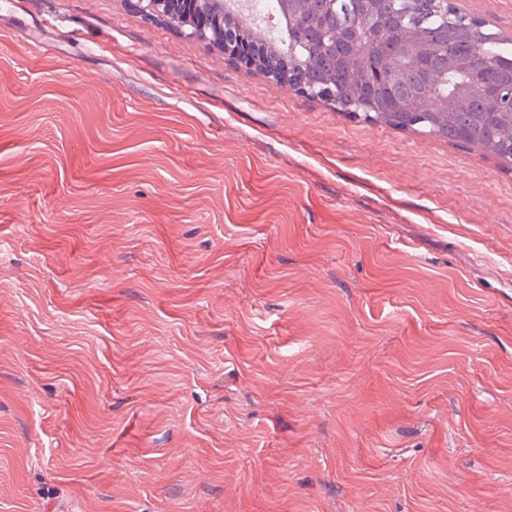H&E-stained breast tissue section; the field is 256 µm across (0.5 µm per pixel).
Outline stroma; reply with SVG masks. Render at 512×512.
Segmentation results:
<instances>
[{
	"instance_id": "35a3bbf8",
	"label": "stroma",
	"mask_w": 512,
	"mask_h": 512,
	"mask_svg": "<svg viewBox=\"0 0 512 512\" xmlns=\"http://www.w3.org/2000/svg\"><path fill=\"white\" fill-rule=\"evenodd\" d=\"M0 512H512V164L0 0Z\"/></svg>"
}]
</instances>
